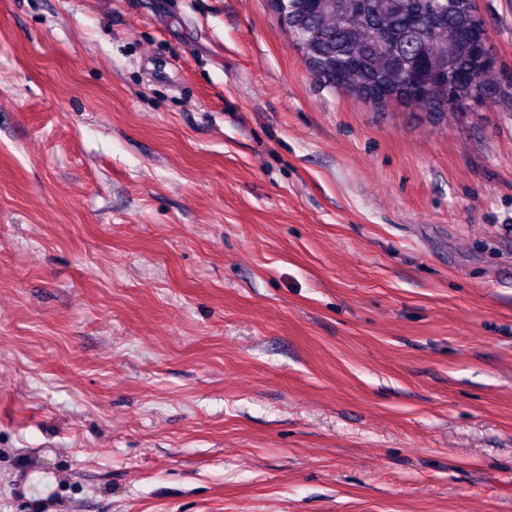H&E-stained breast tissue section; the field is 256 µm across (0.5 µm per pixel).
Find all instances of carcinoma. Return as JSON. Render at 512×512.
I'll return each mask as SVG.
<instances>
[{"instance_id": "1", "label": "carcinoma", "mask_w": 512, "mask_h": 512, "mask_svg": "<svg viewBox=\"0 0 512 512\" xmlns=\"http://www.w3.org/2000/svg\"><path fill=\"white\" fill-rule=\"evenodd\" d=\"M330 89L460 115L501 96L494 55L476 46V0H271Z\"/></svg>"}]
</instances>
